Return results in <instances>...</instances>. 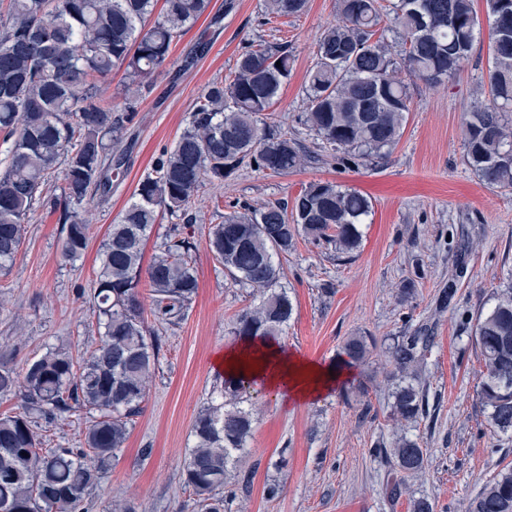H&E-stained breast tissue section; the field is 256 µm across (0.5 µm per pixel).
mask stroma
I'll return each instance as SVG.
<instances>
[{
  "label": "stroma",
  "instance_id": "1",
  "mask_svg": "<svg viewBox=\"0 0 512 512\" xmlns=\"http://www.w3.org/2000/svg\"><path fill=\"white\" fill-rule=\"evenodd\" d=\"M211 0L207 12L174 41L151 91L123 133L125 165L111 195L92 207V229L83 258L61 256V224L50 207H37L8 274H0V355L22 366L50 349L80 354L99 339L88 300L96 257L110 226L119 221L140 181L172 148L198 94L233 70L251 40L287 43L292 75L270 112L315 163L274 175L242 169L223 188H205L190 233L198 289L187 317L167 326L150 312L148 289L139 299L145 322L158 338L155 372L128 438L97 487L85 498L88 512H114L118 502L138 512H197L183 487L182 468L198 413L220 403L224 377L211 361L238 341L231 332L250 298L225 276L206 247L210 225L230 202L259 207L294 197L308 182L330 181L370 197L372 213L361 225L362 243L348 258L298 240L283 261L280 283L294 305L278 343L299 356L334 364L351 336L367 337L371 355L353 366L344 384L322 397L296 402L252 385L249 404L258 416L242 469L252 471L250 493L237 494L225 512H410L426 497L436 512H461L463 502L501 468L512 466V436L494 434L479 402L481 362L472 339L475 318L493 305L496 289L512 286V192L480 181L465 161L463 114L488 88L492 50L481 33L471 56L440 85L417 82L398 143L381 159L346 164L328 158L321 140L302 122L307 75L316 42L337 20V0H308L300 16L263 23L264 0ZM455 284L453 306L439 313L440 288ZM411 294H404L405 285ZM426 323L436 341L421 376L436 405L435 418L407 428L425 448V471L390 501L382 490L384 468L369 448L391 442L388 348L394 337ZM282 495L267 499L264 487Z\"/></svg>",
  "mask_w": 512,
  "mask_h": 512
}]
</instances>
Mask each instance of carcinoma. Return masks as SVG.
<instances>
[{
	"label": "carcinoma",
	"instance_id": "1",
	"mask_svg": "<svg viewBox=\"0 0 512 512\" xmlns=\"http://www.w3.org/2000/svg\"><path fill=\"white\" fill-rule=\"evenodd\" d=\"M0 0V272L12 267L27 234L29 215L45 194L62 224L61 255L82 258L91 225L87 205L112 189L121 168L122 132L150 92L147 79L171 46L209 8L210 0ZM308 0H265L264 15L302 13ZM338 19L321 33L308 74L304 125L330 156L370 161L394 146L410 112L409 68L439 85L474 48L478 17L473 0H337ZM492 20L490 103L463 118L465 160L490 187L512 191V0H486ZM401 38L400 49L386 33ZM294 58L288 44L250 41L226 78L196 98L190 126L139 184L119 223L102 244L90 301L103 332L82 362L48 350L17 369L0 360V396L22 395L15 411L0 414V512H84L85 497L122 448L139 413L158 359L157 337L145 324L142 282L151 291L156 320L185 319L198 288L191 236L169 239L143 266L144 246L162 213L186 224L207 185L221 188L242 168L283 174L316 159L263 113L288 83ZM123 71V113L100 82ZM372 211L365 195L330 181H311L290 200L258 209L247 204L211 227L207 246L234 284L252 289L254 302L238 314L231 333L270 339L282 335L294 305L280 280V261L303 237L349 258L361 244L359 225ZM435 343L426 328L394 338L388 378L392 415L400 425L429 416L418 368ZM474 343L482 363L479 399L497 433H512V288L495 294L479 314ZM346 356L369 359L363 336L349 337ZM242 378L224 379V401L193 423L195 446L183 464L185 487L198 512H224L226 486L257 421L244 407ZM98 416L80 433L81 448L45 447V426L76 412ZM369 453L387 466L385 493L394 500L421 472L427 453L401 436ZM462 512H512V467H505Z\"/></svg>",
	"mask_w": 512,
	"mask_h": 512
}]
</instances>
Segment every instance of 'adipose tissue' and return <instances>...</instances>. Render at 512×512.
Instances as JSON below:
<instances>
[{
  "instance_id": "adipose-tissue-1",
  "label": "adipose tissue",
  "mask_w": 512,
  "mask_h": 512,
  "mask_svg": "<svg viewBox=\"0 0 512 512\" xmlns=\"http://www.w3.org/2000/svg\"><path fill=\"white\" fill-rule=\"evenodd\" d=\"M213 363L227 378L245 376L296 401L313 400L337 387L347 371L284 353L271 342L245 339L218 353Z\"/></svg>"
}]
</instances>
